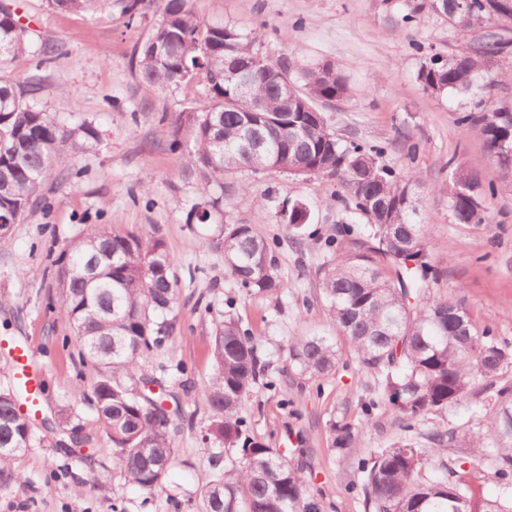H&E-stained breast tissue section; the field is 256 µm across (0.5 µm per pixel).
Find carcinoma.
<instances>
[{
    "label": "carcinoma",
    "mask_w": 512,
    "mask_h": 512,
    "mask_svg": "<svg viewBox=\"0 0 512 512\" xmlns=\"http://www.w3.org/2000/svg\"><path fill=\"white\" fill-rule=\"evenodd\" d=\"M54 10L93 8L95 0H46ZM410 16L422 12L462 28H479L469 50L446 58L433 55L417 78L433 95L470 94L475 102L459 118L482 134L487 155L512 178V95L496 93L503 76L495 59L512 40L502 34L512 23V0H407ZM161 18L137 50L142 78L161 89L205 83V101L179 114L172 145L191 157L188 176L201 186L191 204L189 224H210L206 244L222 252L224 267L241 287L277 294L284 283L275 271L271 247L254 224H223L224 192L235 187L242 168L257 173L336 179L366 220L364 240L347 246L328 240L332 255L318 269L327 311L346 335L358 364L374 373L386 403L402 427L446 411L483 383L492 391L475 413L485 431L463 447L488 463L498 486L483 495L465 462L427 467L426 450L405 439L358 459L366 512H512V351L479 327L468 311L447 298L427 294L437 277L424 225L413 220V180L379 164V148L336 139L318 104L344 100L346 79L328 64L295 75L282 59L260 55L254 41L224 23L198 20L188 0H161ZM29 50L26 29L0 4V67ZM261 56L250 74V92L235 93L234 70ZM289 78L299 105L280 98L278 84ZM99 141L95 127L64 126L27 100V93L0 78V217L21 222L41 202L52 175H71L72 153ZM372 167L369 178L363 169ZM477 188L478 199L464 194ZM494 194L472 171L448 184V201L461 224L486 219L487 195ZM56 264L63 292L61 310L73 324L78 360L98 378L93 386L97 421L112 443L128 482L147 492L162 487L175 462L162 396L146 392L152 380L138 374L170 337L175 317L173 262L157 235L120 232L94 224ZM394 270V275L386 269ZM213 374L205 391L210 408L206 437L220 448H236L240 461L218 473L201 491V512H313L301 474L276 449L243 429L239 408L266 372L254 336L233 318L216 327L211 343ZM289 358L303 377L321 378L335 369L336 349L323 338L295 336ZM336 448H353L358 428L334 421ZM32 421L18 411L13 388H0V449L28 448Z\"/></svg>",
    "instance_id": "carcinoma-1"
}]
</instances>
